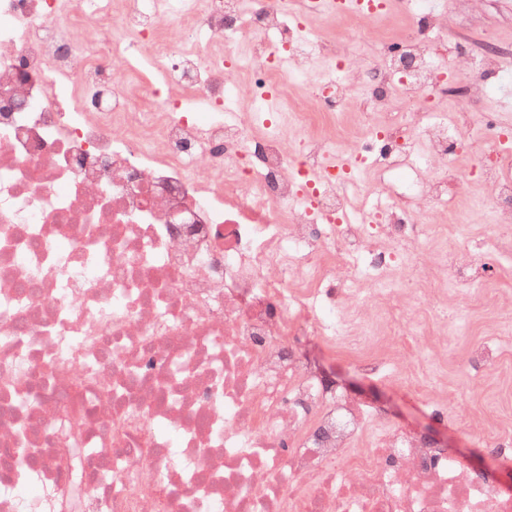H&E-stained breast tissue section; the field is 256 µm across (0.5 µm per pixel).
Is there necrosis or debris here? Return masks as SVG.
Returning <instances> with one entry per match:
<instances>
[{
	"mask_svg": "<svg viewBox=\"0 0 512 512\" xmlns=\"http://www.w3.org/2000/svg\"><path fill=\"white\" fill-rule=\"evenodd\" d=\"M405 5L412 34L362 69L387 0L331 36L327 0H0V512L31 474L55 512H512V476L283 356L301 326L371 354L414 299L447 321L473 250L512 246L507 133L461 218L485 238L438 245L466 139L431 110L448 16ZM358 97L343 134L315 128ZM393 166L419 171L413 194L379 190ZM77 429L76 475L59 457Z\"/></svg>",
	"mask_w": 512,
	"mask_h": 512,
	"instance_id": "4bbe7bcc",
	"label": "necrosis or debris"
}]
</instances>
